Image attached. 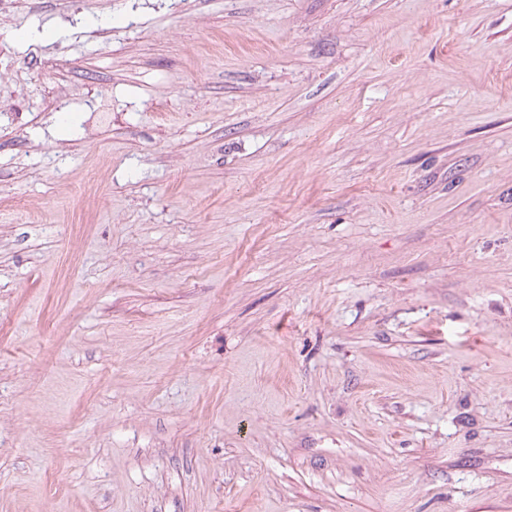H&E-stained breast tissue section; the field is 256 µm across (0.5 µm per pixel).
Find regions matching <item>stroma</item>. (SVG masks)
I'll use <instances>...</instances> for the list:
<instances>
[{
	"label": "stroma",
	"mask_w": 512,
	"mask_h": 512,
	"mask_svg": "<svg viewBox=\"0 0 512 512\" xmlns=\"http://www.w3.org/2000/svg\"><path fill=\"white\" fill-rule=\"evenodd\" d=\"M0 512H512V0H17Z\"/></svg>",
	"instance_id": "obj_1"
}]
</instances>
